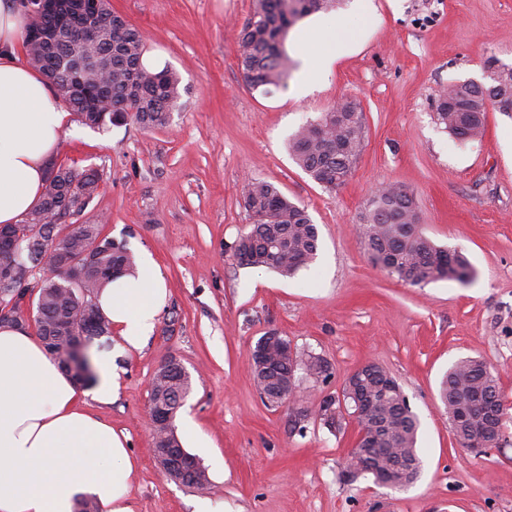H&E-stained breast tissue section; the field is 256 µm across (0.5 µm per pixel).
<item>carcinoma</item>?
<instances>
[{"instance_id": "obj_1", "label": "carcinoma", "mask_w": 512, "mask_h": 512, "mask_svg": "<svg viewBox=\"0 0 512 512\" xmlns=\"http://www.w3.org/2000/svg\"><path fill=\"white\" fill-rule=\"evenodd\" d=\"M294 1L255 0L251 17L239 32L240 65L248 85L269 92L288 77V56L283 43L290 28L302 18L336 6L337 0H312L309 7L290 8ZM37 0H28L32 22L23 40L25 59L41 73L78 121L90 128L118 125L131 119L145 128L162 126L179 99V78L169 69L147 70L141 64L143 39L111 5L84 18L101 30L99 41L84 46L77 36L71 46L49 33L50 22L37 15ZM94 53L110 61L103 76L69 72V53ZM486 82L456 83L438 98L437 121L463 139H476L484 130L485 114L498 109L502 98L512 101V65L490 63ZM365 147L364 117L352 100L341 102L318 119L302 126L290 140L295 162L317 183L329 189L343 185ZM38 205L20 224L11 227L19 241L20 257L42 264L46 275L25 287L14 283L0 291V307L16 321L24 320L27 292L34 293L32 307L37 335L51 354L59 357L72 341L86 345L111 335V324L100 311L97 299L104 286L118 274L136 273V258L126 247L102 233V224L87 219L69 222L82 214L94 197L99 174L52 162ZM245 207L253 224L236 239L233 256L241 265L271 269L290 277L312 263L318 254L319 234L305 208L291 201L274 185L254 182L248 186ZM419 222L412 192L391 184L372 193L359 217L360 233L370 260L388 275L411 286L454 279L464 281L471 266L458 251L435 245L416 230ZM304 363L313 379L326 380L330 364L308 354ZM190 382L176 365L164 366L153 380V409L165 419L154 430V447L179 448L174 421L189 395ZM376 400L373 417L358 421L359 437L347 461L345 476L403 490L420 476L419 419L397 380L383 367L368 364L346 380L343 401L324 399L319 419L330 429L345 422L340 406H352L356 397ZM439 397L451 430L464 448H492L503 436L506 407L494 369L477 357L462 358L442 378ZM363 448H380L379 458L366 462Z\"/></svg>"}]
</instances>
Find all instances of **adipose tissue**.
<instances>
[{"label":"adipose tissue","mask_w":512,"mask_h":512,"mask_svg":"<svg viewBox=\"0 0 512 512\" xmlns=\"http://www.w3.org/2000/svg\"><path fill=\"white\" fill-rule=\"evenodd\" d=\"M29 24L15 0H0V225H14L41 199L66 114L44 77L17 48ZM167 297L156 263L142 258L98 306L126 346L142 348ZM80 394L41 340L26 326H0V512H73L77 494L102 512H133L136 466L127 439L90 415L86 399L108 404L116 390L111 359Z\"/></svg>","instance_id":"adipose-tissue-1"}]
</instances>
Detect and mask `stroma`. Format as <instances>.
<instances>
[{"instance_id":"stroma-1","label":"stroma","mask_w":512,"mask_h":512,"mask_svg":"<svg viewBox=\"0 0 512 512\" xmlns=\"http://www.w3.org/2000/svg\"><path fill=\"white\" fill-rule=\"evenodd\" d=\"M253 6L111 0L179 75L178 105L153 129L130 120L102 131L69 118L58 146L57 162L99 173L88 215L134 255L149 252L168 288L142 349L123 350L114 333L90 350L118 374L112 403L86 408L127 437L133 512H196L202 500L212 512H512V419L498 447L478 455L459 446L438 397L456 361L479 357L512 407V112H487L476 140L436 120L442 88L482 82L491 60L512 64V0H345L325 14L335 58L300 97L289 92L304 66L293 39L286 85L265 95L247 84L238 34ZM345 98L363 110L366 146L331 190L296 165L288 141ZM255 181L299 202L318 228V258L294 277L232 257ZM391 183L414 191L426 237L468 258L469 281L412 287L371 263L357 217ZM270 331L330 363L328 381L301 380L309 409L368 363L396 377L421 423L423 472L412 487L345 480L355 418L341 433L316 419L299 432L287 408L265 405L249 354ZM171 358L192 380L177 435L187 451L207 446L200 489L167 477L150 452V383Z\"/></svg>"}]
</instances>
